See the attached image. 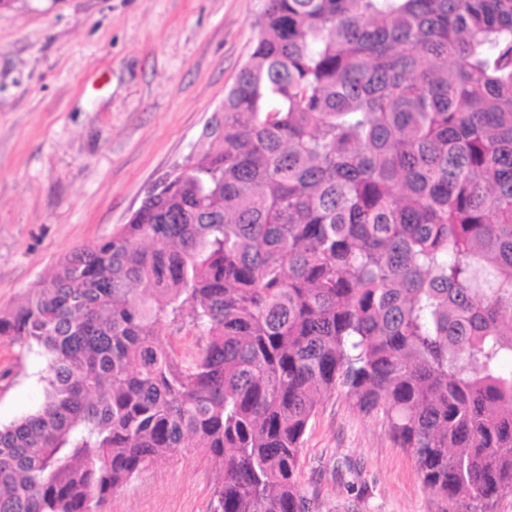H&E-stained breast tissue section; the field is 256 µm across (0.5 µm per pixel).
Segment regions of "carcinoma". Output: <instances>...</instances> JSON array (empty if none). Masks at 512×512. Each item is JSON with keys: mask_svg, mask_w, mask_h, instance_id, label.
<instances>
[{"mask_svg": "<svg viewBox=\"0 0 512 512\" xmlns=\"http://www.w3.org/2000/svg\"><path fill=\"white\" fill-rule=\"evenodd\" d=\"M257 27L183 163L0 310L47 363L0 425V512H100L189 446L212 512H309L336 390L425 489L512 494V0H268Z\"/></svg>", "mask_w": 512, "mask_h": 512, "instance_id": "obj_1", "label": "carcinoma"}]
</instances>
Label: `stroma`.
I'll use <instances>...</instances> for the list:
<instances>
[{"instance_id":"1","label":"stroma","mask_w":512,"mask_h":512,"mask_svg":"<svg viewBox=\"0 0 512 512\" xmlns=\"http://www.w3.org/2000/svg\"><path fill=\"white\" fill-rule=\"evenodd\" d=\"M267 0H10L0 8V307L111 237L193 150L247 62ZM45 360L0 337V424L36 411ZM195 449L141 468L104 512H211ZM313 512H458L382 414L324 394L304 436Z\"/></svg>"}]
</instances>
